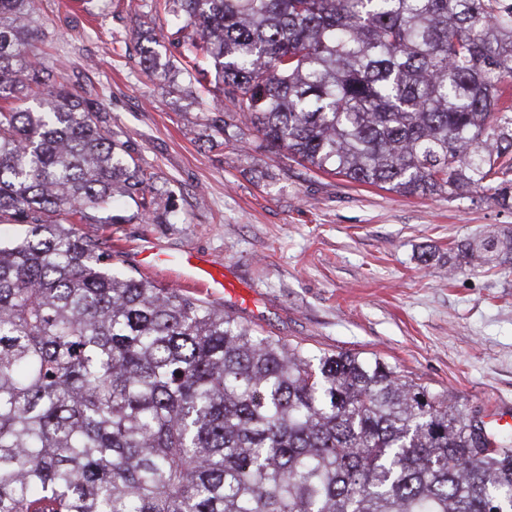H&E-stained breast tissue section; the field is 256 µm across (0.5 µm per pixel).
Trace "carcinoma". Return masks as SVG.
Here are the masks:
<instances>
[{
	"instance_id": "1",
	"label": "carcinoma",
	"mask_w": 512,
	"mask_h": 512,
	"mask_svg": "<svg viewBox=\"0 0 512 512\" xmlns=\"http://www.w3.org/2000/svg\"><path fill=\"white\" fill-rule=\"evenodd\" d=\"M0 0V512H512V434L378 359L310 351L112 269L74 225L169 223L106 102ZM222 136L402 196L512 198V0H144ZM463 257L512 263V232Z\"/></svg>"
}]
</instances>
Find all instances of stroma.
Returning a JSON list of instances; mask_svg holds the SVG:
<instances>
[{"label": "stroma", "mask_w": 512, "mask_h": 512, "mask_svg": "<svg viewBox=\"0 0 512 512\" xmlns=\"http://www.w3.org/2000/svg\"><path fill=\"white\" fill-rule=\"evenodd\" d=\"M140 0H41L47 68L104 95L112 129L172 190L166 224H83L125 251L116 268L159 286L140 253L192 250L234 284L225 313L311 350L379 358L449 395L465 412L512 408V265L450 269L461 244L512 230V201L493 190L402 196L310 170L251 135L209 136L180 75L148 76L134 49ZM429 261H422V254Z\"/></svg>", "instance_id": "obj_1"}]
</instances>
